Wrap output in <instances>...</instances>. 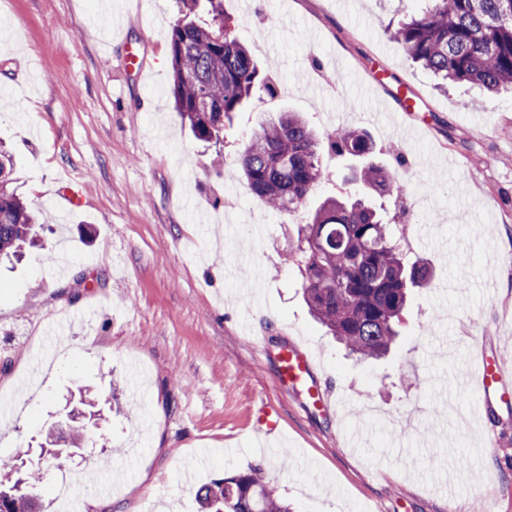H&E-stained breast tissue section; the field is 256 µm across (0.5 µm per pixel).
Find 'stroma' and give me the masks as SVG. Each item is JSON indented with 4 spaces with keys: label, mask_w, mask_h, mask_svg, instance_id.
I'll return each mask as SVG.
<instances>
[{
    "label": "stroma",
    "mask_w": 512,
    "mask_h": 512,
    "mask_svg": "<svg viewBox=\"0 0 512 512\" xmlns=\"http://www.w3.org/2000/svg\"><path fill=\"white\" fill-rule=\"evenodd\" d=\"M420 6L257 0L246 13L224 0L283 87L237 113L229 140L283 109L320 133L362 129L406 190L404 253L433 284L413 289L395 349L370 362L327 336L284 261L308 212L264 206L174 110L175 0L0 6V144L44 247L69 252L63 277L44 248L0 266V454L45 467V505L91 475L94 512H199L200 487L258 463L292 512H512V401L480 410L457 377L483 350L512 365V96L444 92L412 64L385 28ZM324 163L337 177L315 201L365 195L346 178L359 161ZM68 172L86 191L73 212ZM230 197L242 212L227 235ZM289 339L343 397L339 413L279 383ZM82 393L100 408L87 443L48 468L40 445ZM265 407L284 429L276 457L255 437Z\"/></svg>",
    "instance_id": "obj_1"
}]
</instances>
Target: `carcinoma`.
Listing matches in <instances>:
<instances>
[{"instance_id":"cac0c4a2","label":"carcinoma","mask_w":512,"mask_h":512,"mask_svg":"<svg viewBox=\"0 0 512 512\" xmlns=\"http://www.w3.org/2000/svg\"><path fill=\"white\" fill-rule=\"evenodd\" d=\"M181 19L171 31L176 111L195 138L224 147V131L255 96L272 97L276 85L259 77L255 61L234 36L224 0H177ZM424 7L397 27L386 28L407 57L438 80L439 88L477 85L497 94L512 90V0H422ZM327 152L366 158L368 135L341 127L318 136L295 112H280L235 156L252 194L270 210L288 215L305 206L331 172L321 165ZM12 156L0 149V259L37 244L33 211L9 188ZM364 186L381 198L397 199L402 186L392 171L371 162L360 169ZM285 261L297 266L303 297L314 317L360 362L386 355L410 288L428 287L425 265L408 264L400 239L369 203L325 200L301 229ZM0 512H39L29 496L39 485L35 471L22 472L0 459ZM205 512H289L259 464L199 488Z\"/></svg>"}]
</instances>
